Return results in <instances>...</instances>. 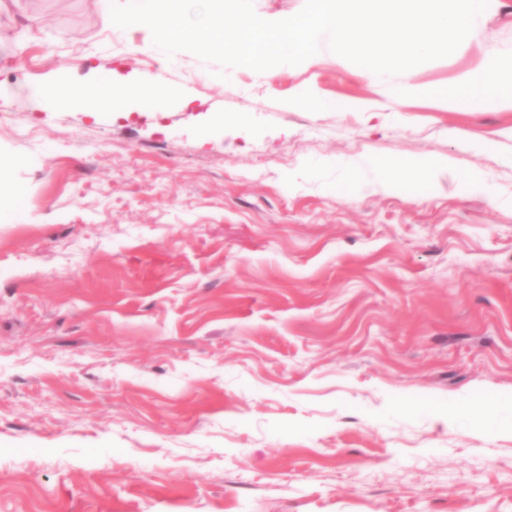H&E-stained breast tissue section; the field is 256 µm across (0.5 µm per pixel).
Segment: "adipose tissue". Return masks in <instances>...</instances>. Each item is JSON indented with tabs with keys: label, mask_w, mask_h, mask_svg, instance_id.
Returning a JSON list of instances; mask_svg holds the SVG:
<instances>
[{
	"label": "adipose tissue",
	"mask_w": 512,
	"mask_h": 512,
	"mask_svg": "<svg viewBox=\"0 0 512 512\" xmlns=\"http://www.w3.org/2000/svg\"><path fill=\"white\" fill-rule=\"evenodd\" d=\"M33 94L36 98L48 102L63 97L72 105L88 109L110 107L122 110L130 103L145 99L159 101L174 98L177 91L168 86L164 79L160 78L150 88L142 87L134 82H126L120 85L110 82H68L65 84L52 82L37 86L34 88Z\"/></svg>",
	"instance_id": "obj_1"
}]
</instances>
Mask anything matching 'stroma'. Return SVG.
<instances>
[{
	"label": "stroma",
	"mask_w": 512,
	"mask_h": 512,
	"mask_svg": "<svg viewBox=\"0 0 512 512\" xmlns=\"http://www.w3.org/2000/svg\"><path fill=\"white\" fill-rule=\"evenodd\" d=\"M510 51L489 0L394 103L332 52L261 78L0 0V512H512V100L419 94ZM64 74L178 96L30 98Z\"/></svg>",
	"instance_id": "stroma-1"
}]
</instances>
